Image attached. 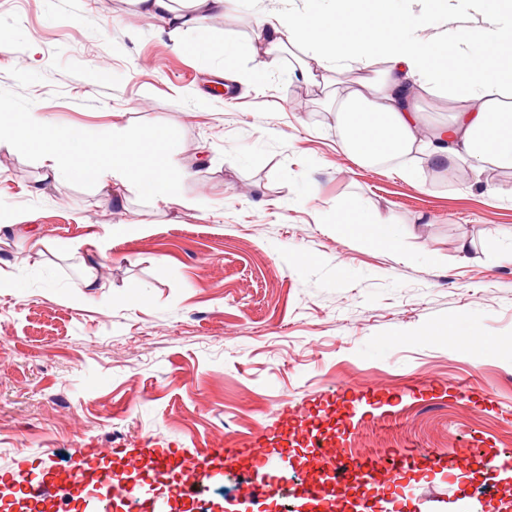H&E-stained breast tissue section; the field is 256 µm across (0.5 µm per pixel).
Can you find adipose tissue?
Wrapping results in <instances>:
<instances>
[{
  "label": "adipose tissue",
  "instance_id": "obj_1",
  "mask_svg": "<svg viewBox=\"0 0 512 512\" xmlns=\"http://www.w3.org/2000/svg\"><path fill=\"white\" fill-rule=\"evenodd\" d=\"M142 16L175 28L194 29L201 16L222 13L228 0H193L194 10L178 13L173 0H135ZM481 26L459 30L452 39L421 41L407 32L425 26L424 13L401 15L396 0H335L331 14L288 12L260 22L249 43L225 42L224 75L237 74L241 55H251L249 81L263 80L269 55L290 48L309 50L325 71L342 73L348 63L382 62L375 77L360 82L336 102L342 148L359 162L424 154L442 166L470 163L512 168V0H476ZM448 94L460 101L449 123L421 137L423 117L413 100L418 90ZM336 229L371 248L395 246L390 219L345 203Z\"/></svg>",
  "mask_w": 512,
  "mask_h": 512
}]
</instances>
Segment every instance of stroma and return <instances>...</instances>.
Wrapping results in <instances>:
<instances>
[{
    "instance_id": "stroma-1",
    "label": "stroma",
    "mask_w": 512,
    "mask_h": 512,
    "mask_svg": "<svg viewBox=\"0 0 512 512\" xmlns=\"http://www.w3.org/2000/svg\"><path fill=\"white\" fill-rule=\"evenodd\" d=\"M330 0H229L203 19L214 42L248 41L276 11ZM193 30L142 17L135 0H0V89L86 132L166 123L196 208L84 189L0 148V477L196 454L225 435L287 449L299 422L329 418L353 456L397 448L446 456L512 448V169L475 174L415 156L418 177L355 163L339 148L330 94L299 98L279 53L268 80L229 82ZM358 199L390 218L396 247L336 230ZM140 233L111 236L115 225ZM95 256L96 299L83 261ZM145 298L128 305L130 284ZM455 330L445 340V330ZM470 387L459 397L457 386ZM498 472L412 467L382 495L396 512H505Z\"/></svg>"
}]
</instances>
